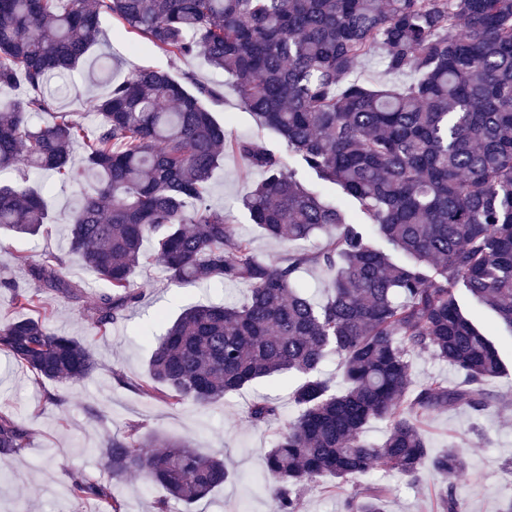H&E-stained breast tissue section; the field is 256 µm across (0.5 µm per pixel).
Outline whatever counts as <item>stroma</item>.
<instances>
[{"instance_id": "35a3bbf8", "label": "stroma", "mask_w": 512, "mask_h": 512, "mask_svg": "<svg viewBox=\"0 0 512 512\" xmlns=\"http://www.w3.org/2000/svg\"><path fill=\"white\" fill-rule=\"evenodd\" d=\"M140 44L136 33L115 19L104 18L97 44L69 80L70 90L56 91V111L76 113L90 130L95 121L87 110V100L105 93L112 82L138 68L163 69L176 76L190 72L201 83L221 90V98L211 109L229 138L259 137L274 148H282L279 136L260 127L243 106L230 76L214 71L202 58H175L156 50L143 52ZM260 179V173L248 169L238 155L225 152L211 180L208 201L224 211L236 233L251 238L260 258L277 263L287 257L288 244L262 235L242 206L243 197ZM41 181L50 189L47 204L54 217L51 232L9 240L0 250V278L34 292L39 285L30 278L27 264L18 262V255H26L29 262L39 261L47 252L65 257L63 275L78 290L69 296L46 293L47 324L52 331L92 342L100 368L81 382L39 383L0 352V412L16 419L28 437L25 448L0 460V512H112L108 503L74 499L70 476L82 472L107 478L97 450L131 424L223 455L231 473L223 488L192 508L173 502L169 512H275L265 490L267 476L262 457L275 443L282 424L255 425L247 420L246 412L253 401L268 398L281 405L285 415H292L290 394L298 383L296 376L264 378L224 400L177 407L158 396L130 390L113 377L117 371L130 379L141 377L154 341L185 308L244 297L247 287L217 282L178 285L168 280L158 262L134 276L142 291L140 303L106 334H98L88 312L101 295L111 292L112 286L69 257L67 244L68 213L85 185L62 183L46 175ZM477 320L490 333L506 366L489 388L512 402V336L500 331L488 312L478 313ZM50 393L62 397V404L49 403L46 396ZM422 428L431 448L454 445L466 450L469 472L457 485L466 512H503L512 501V405L478 417L462 409L439 410L424 419ZM364 481L389 487L387 512H437L440 483L430 471H422L414 482L382 471L368 474ZM356 490V485L340 486L334 478H324L318 489L305 496L303 512H342L345 498Z\"/></svg>"}]
</instances>
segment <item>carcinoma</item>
<instances>
[{"label": "carcinoma", "instance_id": "1", "mask_svg": "<svg viewBox=\"0 0 512 512\" xmlns=\"http://www.w3.org/2000/svg\"><path fill=\"white\" fill-rule=\"evenodd\" d=\"M105 16L234 79L294 161L258 139L231 143L263 175L242 205L271 239L323 235L317 250L270 263L207 203L226 132L208 107L220 92L191 73L142 68L112 83L89 101L90 136L68 112L32 127V115L53 112L48 82L82 63ZM373 56L411 81L370 87L353 78ZM19 81L23 96L0 99V171L23 165L89 182L70 216L69 254L112 285L89 312L98 332L139 302L133 275L156 257L174 283L248 286L241 302L187 309L155 342L145 375L115 371L117 380L177 406L296 375V415L264 458L276 512H301L305 490L327 475L342 485L375 470L414 480L426 466L442 484L438 512H465L456 486L466 455L430 448L422 421L501 403L489 389L504 370L499 351L457 289L512 336V0H0V89ZM324 183L341 189L356 217L321 195ZM48 222L27 178L0 182V230L37 235ZM63 265L48 252L30 276L72 295ZM314 268L331 273L319 303L300 284ZM0 288L25 313L0 324V351L40 381L77 382L98 368L91 343L47 327L38 295L5 279ZM428 352L459 381L414 382L413 358ZM332 355L343 369L338 385L322 374ZM248 418L271 423L281 409L263 399ZM372 420L387 423L378 445L363 437ZM155 443L163 450L149 451ZM25 444L26 432L0 414V456ZM100 456L112 483L74 473L70 490L112 501V512L123 510L111 484L131 475L186 507L230 475L217 456L144 437L138 425L108 439ZM387 492L368 484L344 512H384Z\"/></svg>", "mask_w": 512, "mask_h": 512}]
</instances>
